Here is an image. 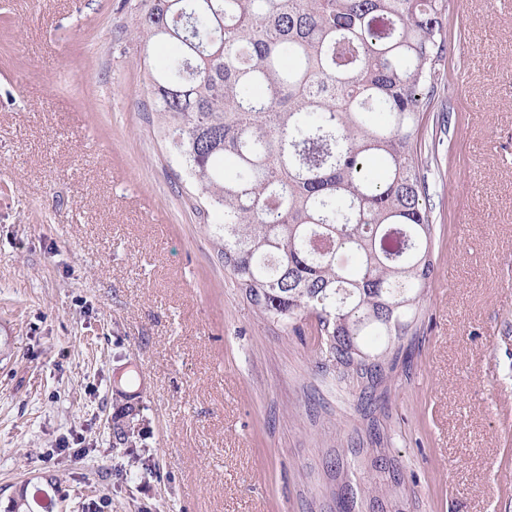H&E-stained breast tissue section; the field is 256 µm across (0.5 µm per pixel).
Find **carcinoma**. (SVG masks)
I'll return each instance as SVG.
<instances>
[{"label":"carcinoma","instance_id":"carcinoma-1","mask_svg":"<svg viewBox=\"0 0 512 512\" xmlns=\"http://www.w3.org/2000/svg\"><path fill=\"white\" fill-rule=\"evenodd\" d=\"M451 0H137L150 112L224 266L325 367L381 382L434 271L414 156ZM353 252L357 263L337 262Z\"/></svg>","mask_w":512,"mask_h":512}]
</instances>
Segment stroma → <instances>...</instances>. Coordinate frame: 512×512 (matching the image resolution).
Returning <instances> with one entry per match:
<instances>
[{"instance_id": "1", "label": "stroma", "mask_w": 512, "mask_h": 512, "mask_svg": "<svg viewBox=\"0 0 512 512\" xmlns=\"http://www.w3.org/2000/svg\"><path fill=\"white\" fill-rule=\"evenodd\" d=\"M165 52L124 0H0V512H512V0L450 5L434 272L368 400L225 268L149 121Z\"/></svg>"}]
</instances>
